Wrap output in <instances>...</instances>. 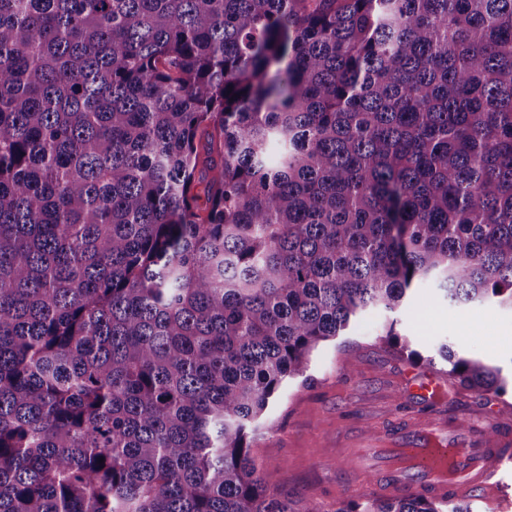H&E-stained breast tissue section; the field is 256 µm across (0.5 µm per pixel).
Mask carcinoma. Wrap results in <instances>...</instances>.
Masks as SVG:
<instances>
[{
	"instance_id": "cac0c4a2",
	"label": "carcinoma",
	"mask_w": 512,
	"mask_h": 512,
	"mask_svg": "<svg viewBox=\"0 0 512 512\" xmlns=\"http://www.w3.org/2000/svg\"><path fill=\"white\" fill-rule=\"evenodd\" d=\"M414 282L512 310V0H0V512H318L256 432Z\"/></svg>"
}]
</instances>
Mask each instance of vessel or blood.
<instances>
[{
  "mask_svg": "<svg viewBox=\"0 0 512 512\" xmlns=\"http://www.w3.org/2000/svg\"><path fill=\"white\" fill-rule=\"evenodd\" d=\"M492 425L488 417H471L462 436L450 437L447 447L403 448L395 457L388 449L369 448L365 456L377 464L379 479L386 484L412 485L433 493L449 485L484 487L503 463L512 460V450L487 441Z\"/></svg>",
  "mask_w": 512,
  "mask_h": 512,
  "instance_id": "1",
  "label": "vessel or blood"
}]
</instances>
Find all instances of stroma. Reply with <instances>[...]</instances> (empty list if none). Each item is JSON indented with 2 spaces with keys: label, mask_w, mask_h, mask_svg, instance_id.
Segmentation results:
<instances>
[{
  "label": "stroma",
  "mask_w": 512,
  "mask_h": 512,
  "mask_svg": "<svg viewBox=\"0 0 512 512\" xmlns=\"http://www.w3.org/2000/svg\"><path fill=\"white\" fill-rule=\"evenodd\" d=\"M383 311L364 313L350 332L321 346L312 356L309 381L287 384L269 413L274 430L262 431L253 444L259 463L274 471L280 487L318 512L390 488L373 481L361 460L369 442L392 445L403 433L444 419L449 431L458 415H490L496 442L512 446V310L496 306L463 308L448 303L435 285H418L398 313L397 332L418 358L380 341ZM500 368L510 379L505 393L481 394L448 380L436 401L410 390V376L446 375L443 360L428 362L440 343ZM501 486L491 490L447 489L449 503L468 504L472 512H512V461L499 472Z\"/></svg>",
  "instance_id": "35a3bbf8"
}]
</instances>
